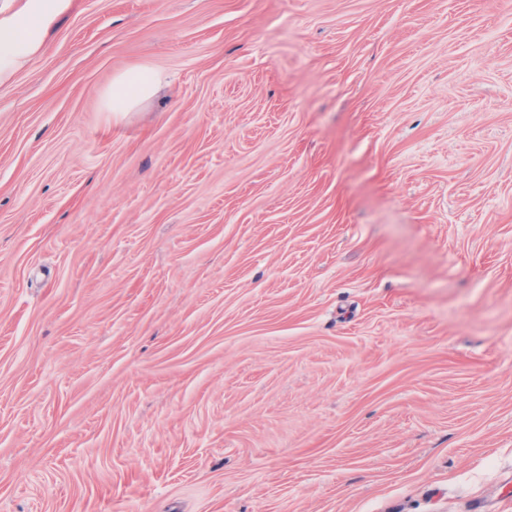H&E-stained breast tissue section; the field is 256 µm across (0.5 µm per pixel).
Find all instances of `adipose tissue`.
<instances>
[{
    "label": "adipose tissue",
    "instance_id": "adipose-tissue-1",
    "mask_svg": "<svg viewBox=\"0 0 512 512\" xmlns=\"http://www.w3.org/2000/svg\"><path fill=\"white\" fill-rule=\"evenodd\" d=\"M70 6L71 0H0V85L43 51L48 33ZM164 82L158 71L129 70L113 79L105 108L116 115L131 111Z\"/></svg>",
    "mask_w": 512,
    "mask_h": 512
}]
</instances>
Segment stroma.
<instances>
[{
    "label": "stroma",
    "instance_id": "1",
    "mask_svg": "<svg viewBox=\"0 0 512 512\" xmlns=\"http://www.w3.org/2000/svg\"><path fill=\"white\" fill-rule=\"evenodd\" d=\"M0 512H512V0H73L0 86ZM164 82V76L153 69H131L113 79L105 101L106 111L113 112L114 116L122 114L121 112H130L154 94Z\"/></svg>",
    "mask_w": 512,
    "mask_h": 512
}]
</instances>
